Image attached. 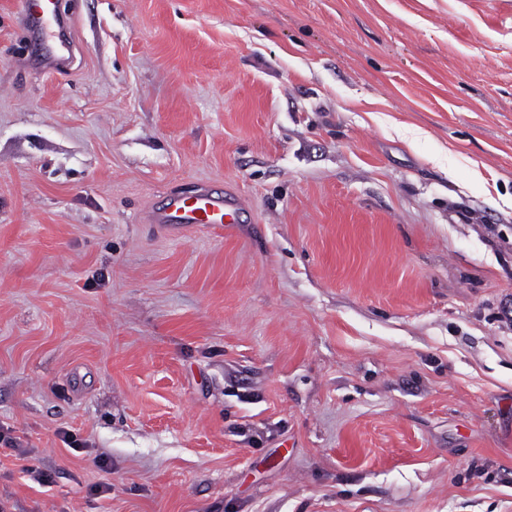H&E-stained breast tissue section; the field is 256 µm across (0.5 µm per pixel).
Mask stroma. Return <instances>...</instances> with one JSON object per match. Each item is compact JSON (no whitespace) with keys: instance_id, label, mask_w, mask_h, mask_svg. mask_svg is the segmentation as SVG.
Listing matches in <instances>:
<instances>
[{"instance_id":"stroma-1","label":"stroma","mask_w":512,"mask_h":512,"mask_svg":"<svg viewBox=\"0 0 512 512\" xmlns=\"http://www.w3.org/2000/svg\"><path fill=\"white\" fill-rule=\"evenodd\" d=\"M61 5L58 72L0 0V512H512V0ZM239 200L219 189H199L190 194L171 193L154 208L148 221L169 234H180L196 225L241 224Z\"/></svg>"}]
</instances>
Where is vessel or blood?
I'll list each match as a JSON object with an SVG mask.
<instances>
[{
	"mask_svg": "<svg viewBox=\"0 0 512 512\" xmlns=\"http://www.w3.org/2000/svg\"><path fill=\"white\" fill-rule=\"evenodd\" d=\"M21 16L24 26L37 36L41 65L65 68L71 48L70 22L60 14L57 0H22ZM241 210L235 196L218 189H199L167 195L148 220L167 233L180 234L198 225L240 223Z\"/></svg>",
	"mask_w": 512,
	"mask_h": 512,
	"instance_id": "obj_1",
	"label": "vessel or blood"
}]
</instances>
